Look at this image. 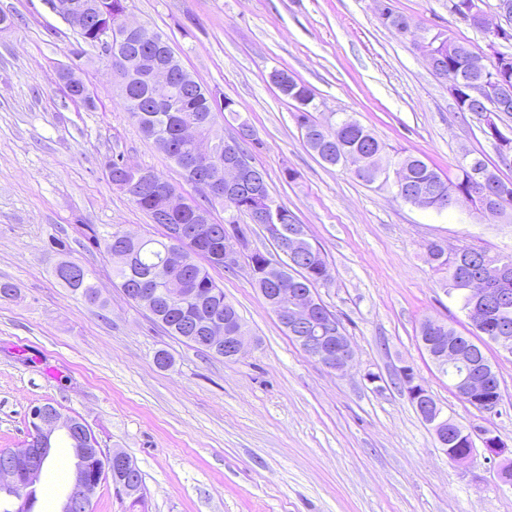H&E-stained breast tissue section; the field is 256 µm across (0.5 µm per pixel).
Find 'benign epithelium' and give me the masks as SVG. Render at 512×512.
Wrapping results in <instances>:
<instances>
[{
  "label": "benign epithelium",
  "instance_id": "benign-epithelium-1",
  "mask_svg": "<svg viewBox=\"0 0 512 512\" xmlns=\"http://www.w3.org/2000/svg\"><path fill=\"white\" fill-rule=\"evenodd\" d=\"M497 21H492L480 6V0H461L455 13L472 28L482 32L488 40L491 55L478 61V65H492L491 81L482 78H462L449 83V92L456 105H461L460 90L469 95V102L478 104L481 112V132L492 142L502 161L512 160V135H507L500 127L501 114L512 112V67L502 60L498 46L512 41V0H497ZM99 40L113 42V80L116 84H126L131 72L138 70L151 83L162 85L169 69L177 64L173 54L169 52L167 42L157 37L154 32L142 24H133L120 18L115 24L97 23ZM120 27L125 35L139 34L156 43L167 63L160 62L151 55H134L127 52L126 42L112 41V28ZM448 37L441 32L424 37L420 49L427 58L434 74H440L441 63L436 49L445 44ZM184 170L189 172L197 188L215 205L225 206L228 220H233L238 210L243 208L240 201L248 197L264 198L267 196V184L263 170L256 165L254 158L247 154L229 151L222 153L206 144L184 157ZM394 175L393 185L403 182L404 169L399 164H390L377 173L369 172L364 163L355 168V175L361 181H377L383 174ZM144 182L150 184L156 192L166 198L171 209H185L190 202L173 191L154 174L142 172ZM471 196L491 198L498 202L493 206L489 203L476 210L469 207L470 219L481 223L497 218L499 207L512 206V196L508 190L486 180L482 172L471 170ZM420 203L435 210L445 211L458 206L459 198L446 197L440 194L426 193ZM289 245H280L277 253L286 257H297L299 247L305 244L302 226L294 225L287 231ZM241 250L240 242L231 233L230 227L224 228V265L228 269L236 268ZM458 291L469 298L464 309L468 322L480 323L484 320L489 308L500 294V289L489 284L477 288L467 280H457ZM193 296V291L184 287L183 282L172 280L164 297L169 301H182ZM268 306L281 325L289 330L309 329V333L298 337L303 353L322 366L336 373H344L352 365L354 349L346 336H324V327H333V319L323 318L325 311L322 303L314 294H304L300 303L291 308L282 306L274 294L266 297ZM247 344V332L237 329L235 333L226 335L217 326H212L204 348L213 352L224 353L229 362L238 361L244 354ZM425 351L439 372L448 375L454 393L465 402L481 401L482 411L492 413L497 410L499 400L494 394L488 396L487 379L473 373L469 361L458 348L450 345L448 351H434L433 343H426ZM412 373V369L403 367V389L426 411L427 424L435 433L439 446L446 448L465 437H472V431L458 421L446 417L436 403L430 401L423 387L412 381L406 382L404 375ZM30 434L23 447L9 451L0 458V486L10 490H23L35 485L40 478V458L53 447L61 437L66 439L72 450L74 469L69 494L62 505L61 512H92V497L102 481L111 479L129 494H136L141 489V482L135 475V467L123 452L106 454L100 448L98 440L91 430L78 418L64 416L48 405L35 406L30 411ZM484 451L491 457H499L506 448L501 438L489 429L479 430Z\"/></svg>",
  "mask_w": 512,
  "mask_h": 512
}]
</instances>
